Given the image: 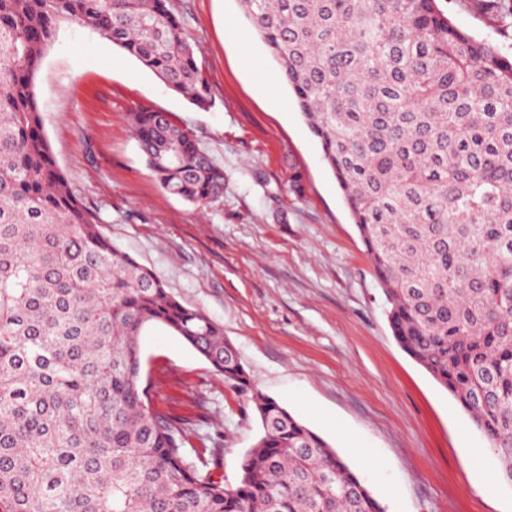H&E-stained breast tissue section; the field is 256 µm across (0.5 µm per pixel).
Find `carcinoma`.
<instances>
[{
  "label": "carcinoma",
  "mask_w": 512,
  "mask_h": 512,
  "mask_svg": "<svg viewBox=\"0 0 512 512\" xmlns=\"http://www.w3.org/2000/svg\"><path fill=\"white\" fill-rule=\"evenodd\" d=\"M342 190L401 348L468 413L512 484V55L438 0H240ZM62 21L213 105L168 0H0V512H387L324 439L253 386L223 328L120 253L70 189L35 78ZM130 122L193 206L224 169L164 112ZM180 336L250 395L236 486L152 409L139 336Z\"/></svg>",
  "instance_id": "1"
}]
</instances>
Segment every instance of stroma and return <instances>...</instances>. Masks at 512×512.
<instances>
[{
  "instance_id": "stroma-1",
  "label": "stroma",
  "mask_w": 512,
  "mask_h": 512,
  "mask_svg": "<svg viewBox=\"0 0 512 512\" xmlns=\"http://www.w3.org/2000/svg\"><path fill=\"white\" fill-rule=\"evenodd\" d=\"M492 39L495 0H439ZM206 72L200 109L94 29L62 24L35 94L52 153L113 245L183 305L223 325L254 386L321 435L388 512H512V486L460 404L396 342L343 194L238 0H169ZM167 113L224 169L205 207L164 192L129 121ZM304 192L290 190L294 175ZM152 406L208 435L226 485L260 435L247 396L179 336H140ZM485 449L464 467L459 451Z\"/></svg>"
}]
</instances>
